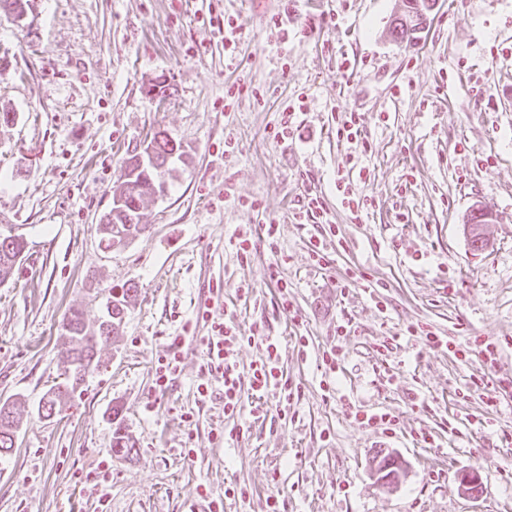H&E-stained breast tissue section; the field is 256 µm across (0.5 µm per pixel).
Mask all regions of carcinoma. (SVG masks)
Segmentation results:
<instances>
[{"mask_svg":"<svg viewBox=\"0 0 512 512\" xmlns=\"http://www.w3.org/2000/svg\"><path fill=\"white\" fill-rule=\"evenodd\" d=\"M432 0H404V11L393 21L391 35L400 42H408L426 22L425 15ZM154 162L144 166L128 167L132 151H125V158L120 166V184L112 192V204L103 213L107 222L100 224L97 230L100 242L106 248L126 245L146 231L147 225L141 223L142 210L156 198L157 193H165L166 183L172 176L175 162L185 154L182 144L158 130L152 134ZM487 223L486 214L478 211L468 219V235L472 250L481 251L487 246L482 225ZM26 243L23 237H0V284L8 280L15 263L23 257ZM137 292L131 285L121 292L109 293L105 305L106 312L99 319L96 327H90L78 309H72L66 315L61 326L64 354L68 368L61 381L51 386L42 397L38 416L50 418L59 412L63 401L74 393L84 377L99 369L101 365L100 350L111 336L118 333L123 322L128 299ZM19 425L10 404H0V457L7 456L15 447ZM135 451L133 443L123 432L120 421H115L112 430V453L129 457Z\"/></svg>","mask_w":512,"mask_h":512,"instance_id":"cac0c4a2","label":"carcinoma"}]
</instances>
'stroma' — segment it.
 I'll use <instances>...</instances> for the list:
<instances>
[{
    "label": "stroma",
    "instance_id": "stroma-1",
    "mask_svg": "<svg viewBox=\"0 0 512 512\" xmlns=\"http://www.w3.org/2000/svg\"><path fill=\"white\" fill-rule=\"evenodd\" d=\"M31 3L25 28L0 13V108L19 114L0 128V234L27 241L0 284V403L21 426L0 462V512H184L199 486L217 495L231 484L249 499L225 500L224 512H262L273 492L286 512H512V388L489 408L471 387L486 341L499 346L493 374L512 376V0H436L409 44L389 35L403 0H325L318 11L307 0ZM350 110L365 117L371 170L353 187L376 202L358 219L336 190L349 154L336 114ZM284 111L295 119L281 140ZM158 128L181 141L185 163L144 209L146 231L105 248L97 224L124 151ZM310 193L322 213L302 212ZM479 207L492 221L475 252L463 227ZM328 224L338 237L324 238ZM239 237L253 244L248 259ZM277 261L284 293L268 281ZM355 275L382 284L384 308L357 289L339 294ZM131 283L103 366L38 418L65 369L68 310L95 323L109 291ZM209 308L278 339L299 390L290 420L245 415L234 440H215L222 387L195 392ZM423 330L447 347L425 346ZM329 347L328 396L317 358ZM173 351L179 369L157 390L155 366ZM116 406L135 443L126 458L111 449ZM384 410L396 433L354 417ZM382 451L408 464L397 491L372 476ZM472 467L475 498L457 481Z\"/></svg>",
    "mask_w": 512,
    "mask_h": 512
}]
</instances>
